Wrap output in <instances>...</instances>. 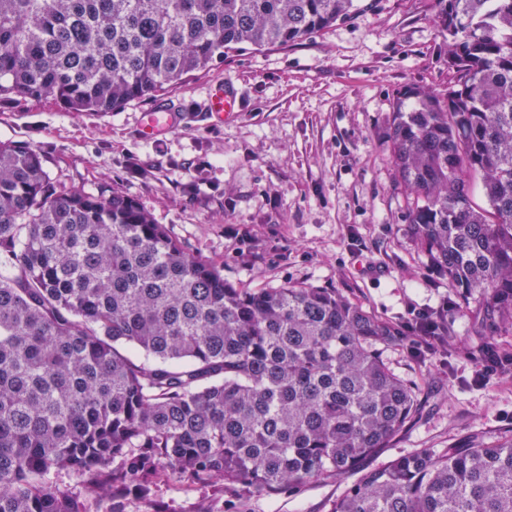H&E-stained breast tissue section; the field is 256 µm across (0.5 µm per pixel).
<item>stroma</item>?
Returning a JSON list of instances; mask_svg holds the SVG:
<instances>
[{
	"label": "stroma",
	"mask_w": 512,
	"mask_h": 512,
	"mask_svg": "<svg viewBox=\"0 0 512 512\" xmlns=\"http://www.w3.org/2000/svg\"><path fill=\"white\" fill-rule=\"evenodd\" d=\"M336 25L287 47L245 48L165 95L116 112H70L50 100L0 98V142L39 151L69 191H113L148 209L189 250L245 288H327L394 325L412 310L445 311L452 344L412 355L386 347V365L418 394L417 416L375 469L412 452L512 437V368L476 383L479 353L512 352V328L486 330L482 302H462L415 243V196L392 161L397 102L412 89L447 101L453 72L437 0H359ZM232 80L242 112L215 121L213 86ZM174 108L173 128L143 139L148 112ZM354 476H324L272 496L160 484L178 512H329Z\"/></svg>",
	"instance_id": "1"
}]
</instances>
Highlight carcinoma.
<instances>
[{"label":"carcinoma","mask_w":512,"mask_h":512,"mask_svg":"<svg viewBox=\"0 0 512 512\" xmlns=\"http://www.w3.org/2000/svg\"><path fill=\"white\" fill-rule=\"evenodd\" d=\"M438 5L456 80L394 112L393 161L413 237L484 298L485 326L512 328V0ZM357 9L0 0V98L114 112ZM400 336L326 288H236L133 198L59 190L36 150L0 143V512H170L167 473L266 493L350 474L417 412L381 356ZM330 512H512V440L397 457Z\"/></svg>","instance_id":"1"}]
</instances>
